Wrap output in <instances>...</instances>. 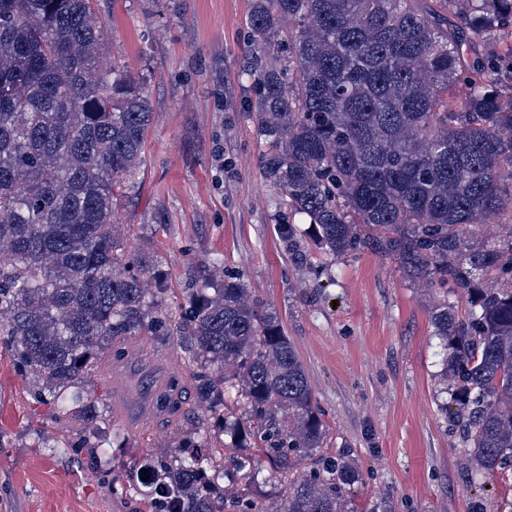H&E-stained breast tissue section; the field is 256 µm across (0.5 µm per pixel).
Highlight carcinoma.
Here are the masks:
<instances>
[{"instance_id":"carcinoma-1","label":"carcinoma","mask_w":512,"mask_h":512,"mask_svg":"<svg viewBox=\"0 0 512 512\" xmlns=\"http://www.w3.org/2000/svg\"><path fill=\"white\" fill-rule=\"evenodd\" d=\"M95 2L0 0V339L93 462L109 432L128 447L108 430L94 364L135 336L180 337L198 365L196 426L112 469V493L145 492V512H352L358 475L342 459L294 481L281 507L224 498L256 471L214 443L286 470L323 447L326 424L243 273L210 264L174 317L159 267L125 251L116 201L134 187L153 111L130 72L100 65ZM246 53L260 167L288 216L308 221L283 225L288 253L368 250L443 290L430 316L443 409L477 476L512 465V0H251ZM458 291L463 314L448 303ZM232 392L239 417L224 415ZM156 400L179 416L182 386Z\"/></svg>"}]
</instances>
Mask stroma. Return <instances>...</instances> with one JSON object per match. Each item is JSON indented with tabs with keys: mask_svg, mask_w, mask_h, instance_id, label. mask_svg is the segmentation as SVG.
Wrapping results in <instances>:
<instances>
[{
	"mask_svg": "<svg viewBox=\"0 0 512 512\" xmlns=\"http://www.w3.org/2000/svg\"><path fill=\"white\" fill-rule=\"evenodd\" d=\"M97 13L107 26L103 62L139 79L154 112L135 189L116 217L126 251L159 263L170 309L209 259L244 273L307 370L327 429L322 455L361 472L353 512H512V466L476 488L470 451L443 409L432 296L396 260L370 251L336 261L316 252L307 267L289 255L281 234L288 210L261 174L266 144L248 109L249 0H97ZM134 343L131 383L169 360L189 379L178 337ZM91 377L112 427L129 436V447L108 448L114 464L129 462L131 448L174 442L173 424L127 426L106 363ZM44 434L77 439L0 341V512H124L85 454L36 447ZM255 464L252 495L281 502L315 461L299 459L285 474L263 456Z\"/></svg>",
	"mask_w": 512,
	"mask_h": 512,
	"instance_id": "stroma-1",
	"label": "stroma"
}]
</instances>
